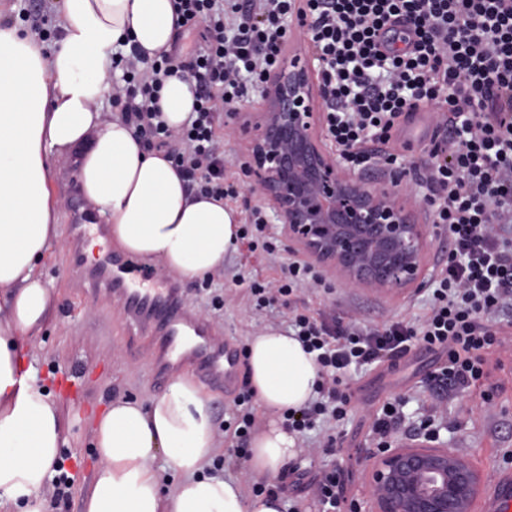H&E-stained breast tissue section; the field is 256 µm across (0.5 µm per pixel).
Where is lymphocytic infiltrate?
<instances>
[{"instance_id":"f902f5d3","label":"lymphocytic infiltrate","mask_w":512,"mask_h":512,"mask_svg":"<svg viewBox=\"0 0 512 512\" xmlns=\"http://www.w3.org/2000/svg\"><path fill=\"white\" fill-rule=\"evenodd\" d=\"M176 10L183 27L203 28L202 45L186 61L175 51L150 62L115 54L124 82L112 97L145 146L165 152L189 186L212 198L238 196L224 184L220 114L246 84L267 82L279 67L293 16L308 18L309 47L322 63L326 136L357 174L394 164L401 120L442 105L435 119L445 156L416 163L414 177L433 223L448 233V254L435 264L430 308L418 323L368 326L329 306L311 310L300 295L331 287L303 259L289 260L277 279H234L256 307L282 302L320 368L317 397L286 415L289 431L323 421L326 445L335 447L351 402L348 368L395 370L415 342L439 360L427 377V419L435 421L448 396L485 378L505 340L491 320L512 308V0H177ZM180 72L196 83L195 115L173 130L159 121L157 98ZM400 406L395 397L369 412L376 448L396 442ZM348 477L334 467L310 479L319 512H345Z\"/></svg>"}]
</instances>
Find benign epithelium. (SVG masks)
Wrapping results in <instances>:
<instances>
[{
  "mask_svg": "<svg viewBox=\"0 0 512 512\" xmlns=\"http://www.w3.org/2000/svg\"><path fill=\"white\" fill-rule=\"evenodd\" d=\"M319 93L298 55L280 65L250 143L248 187L271 201L288 234L348 286L389 291L420 283L426 236L392 188L401 175L371 186L343 170L316 130ZM371 486L372 512H471L479 476L466 457L422 441L381 449Z\"/></svg>",
  "mask_w": 512,
  "mask_h": 512,
  "instance_id": "1",
  "label": "benign epithelium"
}]
</instances>
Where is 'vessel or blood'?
Returning <instances> with one entry per match:
<instances>
[{
  "instance_id": "vessel-or-blood-1",
  "label": "vessel or blood",
  "mask_w": 512,
  "mask_h": 512,
  "mask_svg": "<svg viewBox=\"0 0 512 512\" xmlns=\"http://www.w3.org/2000/svg\"><path fill=\"white\" fill-rule=\"evenodd\" d=\"M73 217L68 238L81 282L87 292L111 298L129 327L130 340L148 339L153 380L162 382L186 368L206 384L223 389L225 397H234L243 379L236 342L220 335L189 307L170 277H144L135 272L132 258L120 250L104 246L100 260L82 268L84 239L92 235L108 238V227L99 220L95 207L84 201ZM479 509L512 512V468L490 472Z\"/></svg>"
}]
</instances>
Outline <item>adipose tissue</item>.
<instances>
[{
    "mask_svg": "<svg viewBox=\"0 0 512 512\" xmlns=\"http://www.w3.org/2000/svg\"><path fill=\"white\" fill-rule=\"evenodd\" d=\"M59 27L47 57L31 35L0 29V512H45L68 443L69 421L21 352L56 310L38 266L57 235L58 160L72 162L80 192L134 256L194 280L223 269L237 244L232 210L189 190L133 125L98 108L113 52L135 47L153 60L170 51L181 29L173 0H62ZM194 106V81L165 80L159 108L169 127L180 128ZM247 345L250 383L270 417L247 465L273 480L297 445L283 415L315 397L320 375L287 333L269 329ZM215 434L208 396L185 375L149 401L113 399L94 427L100 464L83 512H281L280 497H245L236 479L213 472Z\"/></svg>",
    "mask_w": 512,
    "mask_h": 512,
    "instance_id": "obj_1",
    "label": "adipose tissue"
}]
</instances>
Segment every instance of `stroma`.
<instances>
[{"instance_id": "1", "label": "stroma", "mask_w": 512, "mask_h": 512, "mask_svg": "<svg viewBox=\"0 0 512 512\" xmlns=\"http://www.w3.org/2000/svg\"><path fill=\"white\" fill-rule=\"evenodd\" d=\"M266 110L261 88L248 86L235 109L222 112L221 132L224 136V170L231 183L245 195L244 200L227 201V208L246 221V204L262 205L267 217L266 232L280 244L281 261L303 257L304 252L289 240L283 230V220L277 216L269 200L258 191L248 189L242 168L249 160L248 146L256 133V125ZM441 140L426 125L418 123L406 129L398 142V169L404 173L400 191H411L415 183L410 175L412 165L421 157L434 155ZM39 270L55 290V317L33 338L24 341L22 351L38 369L64 411L73 417L72 436L63 448L61 463L70 476L66 497L48 505L47 512H82V497L91 482L99 460L92 453L91 428L95 413L101 412L112 398L148 400L160 395L162 385L152 380L148 372L146 343L130 344L126 328L114 312L110 299L91 296L74 277V265L65 248L64 237L52 241ZM279 264L264 256L250 254L245 245H237L225 257L224 269L209 282L180 280L183 296L225 336L246 343L254 335L275 328L286 330L283 319L251 310L246 289L234 286L233 276L274 275ZM332 294L306 295L310 308L334 305L337 314L354 313L369 324L397 317L415 321L425 311L429 292L426 285L401 291L376 292L353 288L338 278H331ZM221 296L225 303L214 309L211 299ZM434 366V357L421 346H413L404 369L396 375L370 366L350 368L346 381L351 388L371 392L372 405L401 396L405 400V422L416 426L424 421L427 394L426 375ZM486 386L495 388L492 404H485L479 391L458 394L442 407L443 419L438 423L439 444L469 458L479 476H486L492 467L502 465L505 452H512V356L489 360ZM343 429L346 437L341 451L329 456L319 453L323 433L308 431L304 442L298 443L293 465L303 471H313L331 464L352 471L354 481L349 495L358 512L370 508V472L374 460L368 448L370 421L363 412L361 399H354Z\"/></svg>"}]
</instances>
